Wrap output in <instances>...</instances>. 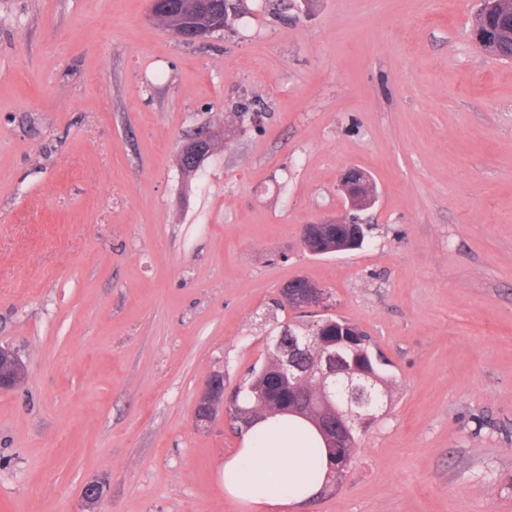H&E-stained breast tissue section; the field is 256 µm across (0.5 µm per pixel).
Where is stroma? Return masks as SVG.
Wrapping results in <instances>:
<instances>
[{"instance_id":"1","label":"stroma","mask_w":512,"mask_h":512,"mask_svg":"<svg viewBox=\"0 0 512 512\" xmlns=\"http://www.w3.org/2000/svg\"><path fill=\"white\" fill-rule=\"evenodd\" d=\"M478 0H242L176 40L148 0H0V512H247L224 494L232 393L304 277L391 363L336 491L268 512H512V62ZM260 113L259 123L239 118ZM226 130L192 175L183 141ZM363 248L315 256L341 172ZM364 189V191H362ZM338 190L345 199V212L336 220H320L305 224L302 229L301 242L303 247L311 252L314 246L310 235L311 228L316 224H321L318 229V241L315 247L321 246L327 248L335 246L336 235H343L347 238L348 229L343 225L336 224H362L358 221L355 213L362 212L373 207L377 201V191L372 177L368 172L357 167H347L341 174L338 184ZM349 212H353L350 214ZM365 226V229H364ZM362 235V244L368 233L367 224L358 227ZM361 244V246H362ZM320 248L315 249L311 253L321 252ZM219 408H224V377L214 375L195 399L196 424L202 426L211 423Z\"/></svg>"}]
</instances>
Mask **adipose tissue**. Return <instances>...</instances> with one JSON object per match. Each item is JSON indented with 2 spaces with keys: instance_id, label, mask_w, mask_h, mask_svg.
Here are the masks:
<instances>
[{
  "instance_id": "obj_1",
  "label": "adipose tissue",
  "mask_w": 512,
  "mask_h": 512,
  "mask_svg": "<svg viewBox=\"0 0 512 512\" xmlns=\"http://www.w3.org/2000/svg\"><path fill=\"white\" fill-rule=\"evenodd\" d=\"M265 441L245 435L236 454L224 463V491L233 500L263 512L274 502L302 503L315 496L325 476L311 453L315 432L306 424L283 417L261 420ZM279 495H271L270 486Z\"/></svg>"
}]
</instances>
